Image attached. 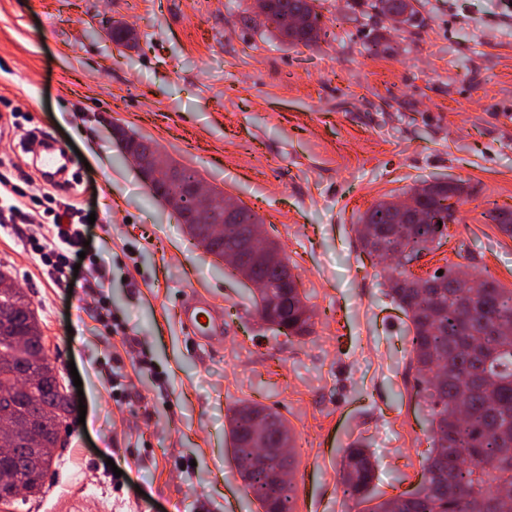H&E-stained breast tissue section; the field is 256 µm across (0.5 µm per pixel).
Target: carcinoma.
<instances>
[{"label": "carcinoma", "mask_w": 512, "mask_h": 512, "mask_svg": "<svg viewBox=\"0 0 512 512\" xmlns=\"http://www.w3.org/2000/svg\"><path fill=\"white\" fill-rule=\"evenodd\" d=\"M272 17L268 23L282 41L308 46L319 39L320 15L316 0H268ZM463 192L456 183H427L414 206L433 208L452 216L448 200ZM390 213V202L382 200L363 213L362 224L373 223L381 212ZM383 242L390 249L402 241L416 252H429L436 240L429 230L410 234L405 224L384 225ZM472 277L470 266L455 264L441 288L422 293L408 286L413 275L400 265L388 268V295L408 320L410 363L425 379L423 388L430 408V423L438 429L430 434V447L422 457L424 492L417 498L408 493L375 501L371 494L374 463L364 448L344 451L338 471L343 493L362 502H375L368 512H512V289L493 278L480 281L476 296L466 299L458 285ZM17 313L14 328L23 331L28 321H37L31 301L23 291L0 288V308ZM11 343L0 334V388L15 379ZM42 429L53 443L55 429L65 418L63 399L53 392L41 396ZM258 403H243L232 410L234 438L250 429L240 416ZM54 456L27 457L20 450L12 464L24 472L28 497L42 492Z\"/></svg>", "instance_id": "cac0c4a2"}]
</instances>
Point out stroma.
Segmentation results:
<instances>
[{
	"label": "stroma",
	"mask_w": 512,
	"mask_h": 512,
	"mask_svg": "<svg viewBox=\"0 0 512 512\" xmlns=\"http://www.w3.org/2000/svg\"><path fill=\"white\" fill-rule=\"evenodd\" d=\"M412 5L397 24L372 0H317L320 37L306 47L273 37L253 0H0V110L29 116L0 132V160L28 171L43 138L73 143L82 159L67 194L86 222V256L62 282L22 249L38 225L0 231V267L30 298L66 391L81 379L86 407L64 418L65 444L27 512L76 498L105 512H259L233 461L241 401L279 413L295 438L294 512H340L337 470L354 443L374 460L376 494L417 487L429 407L358 219L423 182L461 183L447 238L412 272L472 263L512 288V238L489 218L512 210V0ZM116 23L135 47L112 42ZM117 126L263 219L295 267L310 335L258 321L251 290L122 156ZM97 253L112 261L99 290ZM102 295L127 336L92 335ZM191 297L221 310L222 336L189 339L179 313ZM116 381L132 404L113 402Z\"/></svg>",
	"instance_id": "1"
}]
</instances>
